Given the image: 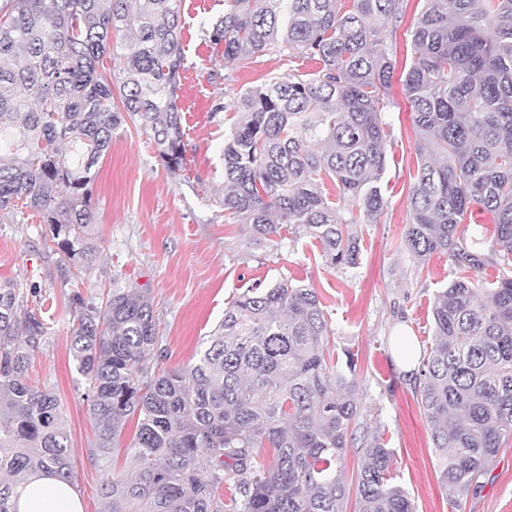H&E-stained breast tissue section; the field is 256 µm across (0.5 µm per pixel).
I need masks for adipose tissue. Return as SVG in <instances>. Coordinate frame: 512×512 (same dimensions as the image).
Wrapping results in <instances>:
<instances>
[{
	"instance_id": "obj_1",
	"label": "adipose tissue",
	"mask_w": 512,
	"mask_h": 512,
	"mask_svg": "<svg viewBox=\"0 0 512 512\" xmlns=\"http://www.w3.org/2000/svg\"><path fill=\"white\" fill-rule=\"evenodd\" d=\"M16 512H83L75 488L50 474L36 473L16 490Z\"/></svg>"
}]
</instances>
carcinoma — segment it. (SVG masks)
I'll use <instances>...</instances> for the list:
<instances>
[{
    "instance_id": "1",
    "label": "carcinoma",
    "mask_w": 512,
    "mask_h": 512,
    "mask_svg": "<svg viewBox=\"0 0 512 512\" xmlns=\"http://www.w3.org/2000/svg\"><path fill=\"white\" fill-rule=\"evenodd\" d=\"M351 2L224 0L210 32L228 61L286 51L319 64L216 106L238 113L224 138L223 206L255 242L293 225L344 268L360 258L349 225L376 222L386 206L382 112L396 66L390 37L406 9ZM182 30V0H0V223L35 212L60 267L87 270L97 257L92 169L119 125L139 124L167 170H182ZM410 36L403 85L418 164L403 242L422 266L444 253L461 271L499 267L492 288L459 277L437 293L433 344L415 377L439 482L458 502L512 440V0H424ZM105 56L119 60L118 74ZM475 205L494 215L489 242L460 231ZM28 296L21 282L0 283V512H15V487L33 472L73 477L59 400L27 381L48 335ZM71 306L103 512H347L351 499L353 512H416L364 416L355 364L330 355L315 289H248L193 365L157 375L147 290L114 288L99 301L74 290ZM134 416L133 475L121 478L108 462Z\"/></svg>"
}]
</instances>
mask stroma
<instances>
[{"mask_svg": "<svg viewBox=\"0 0 512 512\" xmlns=\"http://www.w3.org/2000/svg\"><path fill=\"white\" fill-rule=\"evenodd\" d=\"M181 74L185 167L171 174L153 142L134 124L121 125L94 169L92 202L99 257L80 290L100 296L111 287L147 289L159 317L158 368L192 365L229 303L252 287L281 281L316 288L332 328L330 350L352 357L373 432L390 448L395 482L417 512H512V444L501 450L483 483L453 504L438 481V453L416 402V366L399 353L411 339L426 354L432 344L433 301L456 276L447 256L418 266L401 238L409 187L417 170L412 114L400 78H393L385 118L390 125L383 177L387 206L374 224H360L361 260L333 267L317 240L282 230L277 244L252 241L246 225L224 216V138L235 112L215 106L273 77L316 71V61L288 54L228 62L222 46L201 30L224 13V0H182ZM48 228L31 212L0 224V281L40 288L46 342L31 358L28 380L53 388L71 434L75 486L84 512H102L100 473L89 455L95 430L87 414V384L70 354L73 316Z\"/></svg>", "mask_w": 512, "mask_h": 512, "instance_id": "1", "label": "stroma"}]
</instances>
